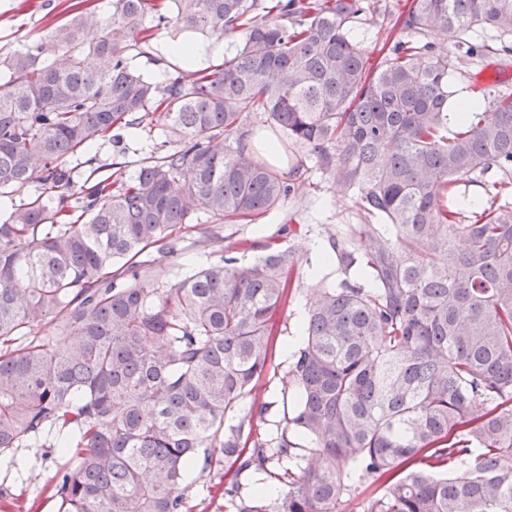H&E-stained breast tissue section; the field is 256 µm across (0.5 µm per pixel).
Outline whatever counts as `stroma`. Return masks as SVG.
<instances>
[{"instance_id":"1","label":"stroma","mask_w":512,"mask_h":512,"mask_svg":"<svg viewBox=\"0 0 512 512\" xmlns=\"http://www.w3.org/2000/svg\"><path fill=\"white\" fill-rule=\"evenodd\" d=\"M372 2L376 9L373 19L358 25L355 30V40L370 68L380 62L383 44L400 40V31L387 25L384 16L402 7L405 0ZM89 6L105 16L112 10V0H0V56L39 39L53 26L66 22ZM170 42L168 30L153 29L145 54L136 60L137 69L145 78L163 84L184 71L181 60L166 52ZM461 83L471 97L479 96L495 84L512 86V59L505 61L496 55L484 57L477 67L462 77ZM162 141L159 120L152 116L144 121L138 133L127 137L125 151H118L105 139L86 153L65 158L63 166L69 171L72 188L76 191L81 190L94 166L119 164L120 175L130 180L136 177L150 153H163ZM281 174L288 183L295 185L296 190L279 208L249 223L234 218L217 226L207 217H200L198 223L176 230L175 236L180 241L177 253L156 250L151 254L153 260L181 276L206 266L212 261L214 252L242 239L248 242L247 248L238 253L244 264L262 257L265 243L271 240L295 247L299 252L301 260L294 278L296 287L287 305L276 316L278 334L272 368L259 380L256 399L246 400L241 406L246 412L255 402L267 404V411L255 415L252 421L253 433L260 438L275 431L277 422L283 417L280 389L289 365L286 348L297 341L308 302L321 285L313 274L322 270L329 279L337 277L335 269L321 267L322 255L330 248L329 238L342 225L365 221L354 198L316 170L313 156L303 152L290 155ZM61 464L57 449L37 444L17 449L0 460V512H58L53 486L54 475ZM221 475L222 470L218 467L206 476L191 472L187 489L190 512H235L228 497L211 490Z\"/></svg>"}]
</instances>
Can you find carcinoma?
Listing matches in <instances>:
<instances>
[{"label": "carcinoma", "instance_id": "1", "mask_svg": "<svg viewBox=\"0 0 512 512\" xmlns=\"http://www.w3.org/2000/svg\"><path fill=\"white\" fill-rule=\"evenodd\" d=\"M370 9L112 0L106 21L76 15L0 60V189L37 187L0 222V457L40 438L75 451L59 512H186L189 473L219 455L237 474L276 464L287 487L219 486L236 512H336L364 482L380 487L365 512H512V87L453 82L490 49L476 27L512 42V0H407L372 71L351 37ZM168 24L242 38L162 86L133 60ZM159 108L168 152L71 191L66 156ZM253 114L379 220L331 237L344 278L309 304L282 380L296 400L267 439L225 418L268 370L298 253L271 242L241 264L229 247L174 280L140 259L177 251L201 210L257 217L295 191L243 141ZM462 184L486 187L468 216Z\"/></svg>", "mask_w": 512, "mask_h": 512}]
</instances>
